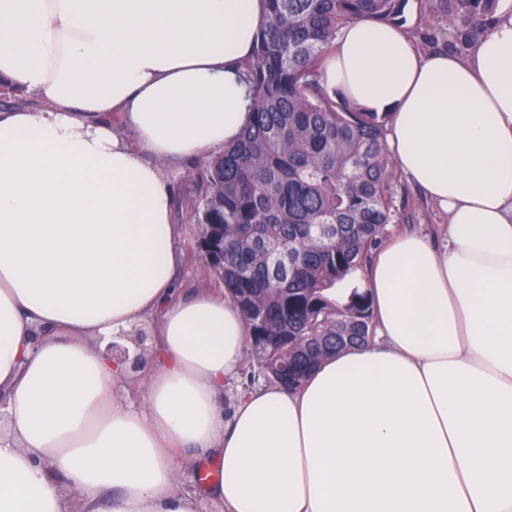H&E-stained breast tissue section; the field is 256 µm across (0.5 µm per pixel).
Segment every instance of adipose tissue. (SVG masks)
I'll return each instance as SVG.
<instances>
[{
    "instance_id": "1",
    "label": "adipose tissue",
    "mask_w": 512,
    "mask_h": 512,
    "mask_svg": "<svg viewBox=\"0 0 512 512\" xmlns=\"http://www.w3.org/2000/svg\"><path fill=\"white\" fill-rule=\"evenodd\" d=\"M262 0H0V512H512V0L463 56L343 28L322 85L386 116L446 223L359 273L374 338L224 391L250 330L177 296L166 163L234 144ZM140 372L106 354L139 327ZM206 470L204 483L186 477Z\"/></svg>"
}]
</instances>
